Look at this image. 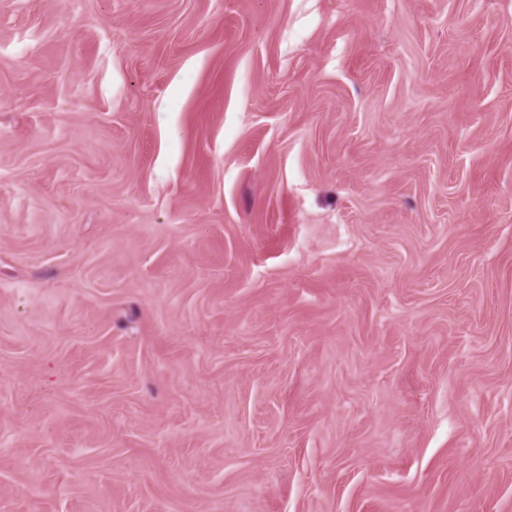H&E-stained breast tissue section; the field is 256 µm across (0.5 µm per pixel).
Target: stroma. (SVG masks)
Wrapping results in <instances>:
<instances>
[{
	"label": "stroma",
	"mask_w": 512,
	"mask_h": 512,
	"mask_svg": "<svg viewBox=\"0 0 512 512\" xmlns=\"http://www.w3.org/2000/svg\"><path fill=\"white\" fill-rule=\"evenodd\" d=\"M0 512H512V0H0Z\"/></svg>",
	"instance_id": "obj_1"
}]
</instances>
